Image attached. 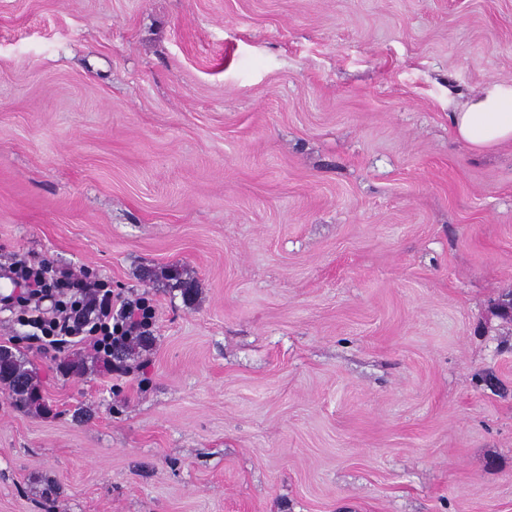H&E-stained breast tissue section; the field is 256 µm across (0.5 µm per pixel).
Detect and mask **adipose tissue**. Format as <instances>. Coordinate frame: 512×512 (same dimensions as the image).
<instances>
[{
	"instance_id": "1",
	"label": "adipose tissue",
	"mask_w": 512,
	"mask_h": 512,
	"mask_svg": "<svg viewBox=\"0 0 512 512\" xmlns=\"http://www.w3.org/2000/svg\"><path fill=\"white\" fill-rule=\"evenodd\" d=\"M456 137L481 153L512 142V84L494 83L450 114Z\"/></svg>"
}]
</instances>
